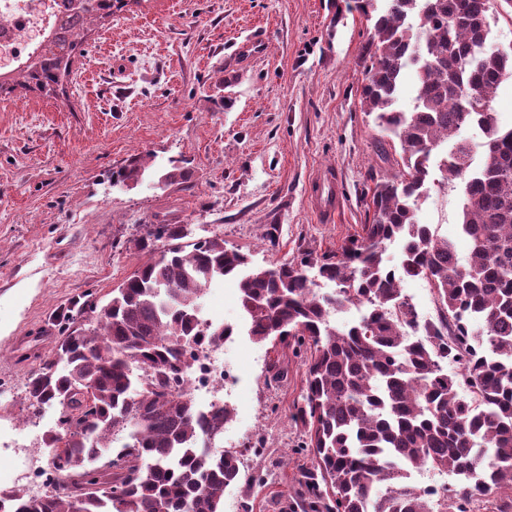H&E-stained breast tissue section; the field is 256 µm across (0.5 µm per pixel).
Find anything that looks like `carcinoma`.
<instances>
[{
  "mask_svg": "<svg viewBox=\"0 0 512 512\" xmlns=\"http://www.w3.org/2000/svg\"><path fill=\"white\" fill-rule=\"evenodd\" d=\"M371 24L365 46L361 109L400 147L399 174L371 189L372 222L336 254L298 263L258 265L252 254L214 235L187 242L181 224H155L136 240L157 258L141 263L88 324L67 328L25 384L29 407L59 405L61 424L44 439L56 480L31 498L0 490V512H222L224 490L240 481L238 451L195 444L219 434L232 411L199 415L183 386L187 345H219L229 326L209 330L197 307L213 281L238 279L248 334L306 354L305 387L293 405L310 466L301 472L288 512H512V127L493 103L512 79V51L486 49L495 0H353ZM71 38L51 34L18 73L0 71V95L21 86L53 92L69 79L73 53L88 27L123 0H71ZM417 77L413 109L396 107L408 68ZM476 126L483 140L460 136ZM443 156L446 179L461 195L460 230L470 242L464 264L453 243L416 219L429 190L431 158ZM482 163L474 165L476 154ZM147 169L134 155L113 179L136 183ZM187 175L172 160L162 187ZM400 246L398 271L386 247ZM336 285L317 290L307 270ZM433 289L437 319L423 335L407 329L419 315L402 278ZM350 305L366 313L343 329L332 316ZM457 371L448 372L444 362ZM129 431L121 448L114 430ZM450 473L463 486L448 495L409 482L411 471ZM119 489L121 497L113 495Z\"/></svg>",
  "mask_w": 512,
  "mask_h": 512,
  "instance_id": "carcinoma-1",
  "label": "carcinoma"
}]
</instances>
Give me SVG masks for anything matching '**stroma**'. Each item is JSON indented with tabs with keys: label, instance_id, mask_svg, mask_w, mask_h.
<instances>
[{
	"label": "stroma",
	"instance_id": "1",
	"mask_svg": "<svg viewBox=\"0 0 512 512\" xmlns=\"http://www.w3.org/2000/svg\"><path fill=\"white\" fill-rule=\"evenodd\" d=\"M251 35L265 39L264 53L234 58L233 44ZM367 39L365 20L333 0H129L86 33L57 95L19 88L0 98L1 431L32 421L29 373L74 302L104 304L146 260L135 241L156 215L184 225L188 240L221 236L262 265L336 252L371 221L374 182L398 167L378 159L381 132L360 108ZM146 152L156 171L189 159L191 177L163 190L113 183ZM326 168L339 204L331 222L317 214ZM433 179L417 221L468 258L459 190L441 171ZM238 296L234 281H217L200 307L240 328L224 445L272 476L228 487L224 512H284L309 464L291 419L305 367L242 330Z\"/></svg>",
	"mask_w": 512,
	"mask_h": 512
}]
</instances>
